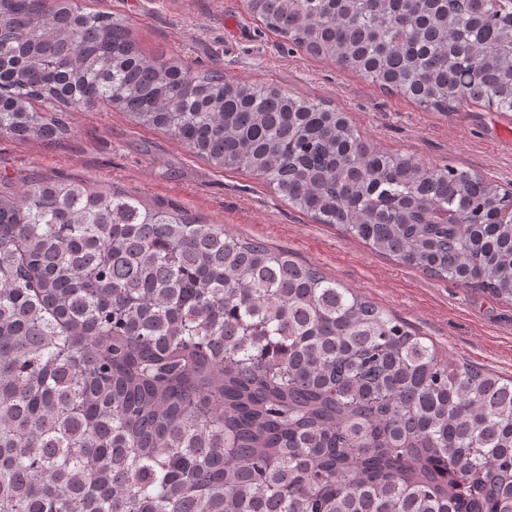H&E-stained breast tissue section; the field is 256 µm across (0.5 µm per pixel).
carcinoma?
I'll return each instance as SVG.
<instances>
[{
  "instance_id": "carcinoma-1",
  "label": "carcinoma",
  "mask_w": 512,
  "mask_h": 512,
  "mask_svg": "<svg viewBox=\"0 0 512 512\" xmlns=\"http://www.w3.org/2000/svg\"><path fill=\"white\" fill-rule=\"evenodd\" d=\"M437 112H512V0H247ZM106 102L399 264L512 302V191L345 113L144 54L125 17L0 0V137ZM0 512H512V379L320 270L175 208L0 194Z\"/></svg>"
}]
</instances>
